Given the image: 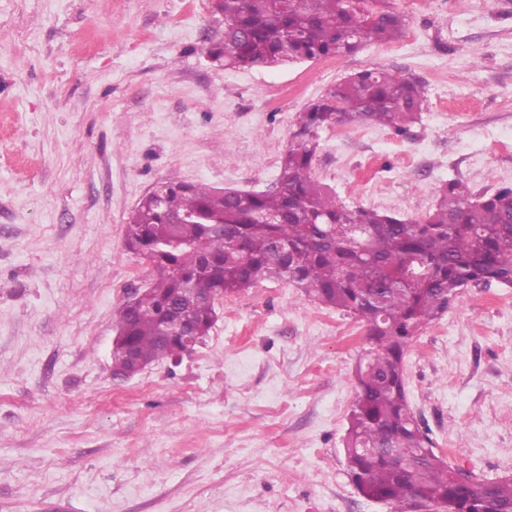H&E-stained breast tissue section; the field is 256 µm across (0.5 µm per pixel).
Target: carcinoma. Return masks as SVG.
I'll list each match as a JSON object with an SVG mask.
<instances>
[{"label": "carcinoma", "mask_w": 512, "mask_h": 512, "mask_svg": "<svg viewBox=\"0 0 512 512\" xmlns=\"http://www.w3.org/2000/svg\"><path fill=\"white\" fill-rule=\"evenodd\" d=\"M376 0H213L224 39L211 58L226 68L272 66L347 55L365 41L401 36L403 15ZM424 102L420 83L387 70L346 78L299 114L275 188L211 192L169 181L160 199L143 197L125 230L126 248L154 269L136 306L119 307L117 333L149 363L182 356L162 336L174 314L165 308L188 286L209 298L196 304L207 335L213 300L275 279L316 303L354 318L369 348L356 372L344 452L348 474L366 498L412 512L422 503L444 512H506L512 477L481 480L453 474L419 427L408 400L404 358L420 327L441 317L468 283L512 286V185L475 196L451 179L419 219L378 209H350L312 177L319 131L372 124L403 132ZM176 216L187 222L174 224ZM224 225V236L210 225ZM288 251L274 252L275 243ZM212 263L203 265L205 258Z\"/></svg>", "instance_id": "cac0c4a2"}]
</instances>
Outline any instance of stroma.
Returning a JSON list of instances; mask_svg holds the SVG:
<instances>
[{"label":"stroma","mask_w":512,"mask_h":512,"mask_svg":"<svg viewBox=\"0 0 512 512\" xmlns=\"http://www.w3.org/2000/svg\"><path fill=\"white\" fill-rule=\"evenodd\" d=\"M400 38L227 69L212 0H0V512H391L342 439L354 319L262 280L202 343L112 376L113 316L150 268L125 224L156 184L274 188L292 124L345 78L419 81L405 133L320 132L312 175L417 219L451 179L512 184V0H390ZM408 400L456 470L512 476V287L463 289L405 355Z\"/></svg>","instance_id":"obj_1"}]
</instances>
